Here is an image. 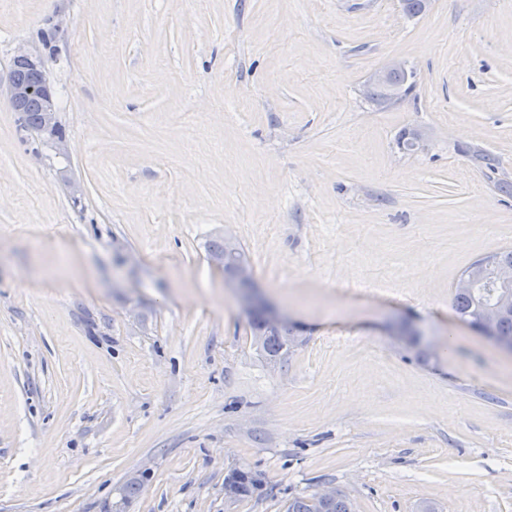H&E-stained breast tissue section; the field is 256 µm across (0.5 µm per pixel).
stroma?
Here are the masks:
<instances>
[{
	"mask_svg": "<svg viewBox=\"0 0 512 512\" xmlns=\"http://www.w3.org/2000/svg\"><path fill=\"white\" fill-rule=\"evenodd\" d=\"M22 49L66 149L0 95V512L132 476L127 512H512V353L453 307L512 250V0H0L1 79ZM394 59L415 88L375 105ZM227 234L305 328L277 368ZM230 465L267 496L226 508ZM411 75L412 72L408 71L405 62L395 59L388 62L383 69L371 75L367 86L384 87L390 91L393 88V82L396 78H404L408 80ZM340 493L332 487L321 489L317 493V498L323 503H329L322 506L316 499L315 494L311 497H294L288 500V512H352L351 502L345 496H339ZM337 497V498H336Z\"/></svg>",
	"mask_w": 512,
	"mask_h": 512,
	"instance_id": "obj_1",
	"label": "stroma"
}]
</instances>
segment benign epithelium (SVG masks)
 I'll list each match as a JSON object with an SVG mask.
<instances>
[{
	"label": "benign epithelium",
	"mask_w": 512,
	"mask_h": 512,
	"mask_svg": "<svg viewBox=\"0 0 512 512\" xmlns=\"http://www.w3.org/2000/svg\"><path fill=\"white\" fill-rule=\"evenodd\" d=\"M412 72L401 60H392L381 70L375 72L368 81V86L393 88L397 78L409 79ZM7 96L14 111L25 116L33 102L39 103L38 126L42 135L55 141L58 150L65 148V141L55 138L54 129L58 126V107L55 100L49 71L45 62L28 51L18 52L8 76ZM212 264L223 269L227 281L240 288L243 292V307L247 314L261 313L269 331L288 338V344L296 346L303 341L300 329L281 313L258 299L254 294L253 272L246 267H227L218 258L211 259ZM486 267L495 271L496 283L502 287V300L498 307L482 313L474 322L482 335L498 345L512 351V336H504L500 332L501 319L512 313V258L494 254L476 263L457 283L460 293H466L475 287L480 273ZM240 469L231 467L225 472L224 504L231 506L237 501V482Z\"/></svg>",
	"instance_id": "1"
}]
</instances>
